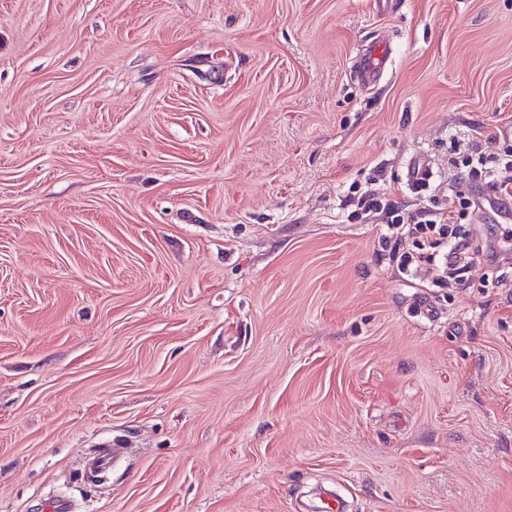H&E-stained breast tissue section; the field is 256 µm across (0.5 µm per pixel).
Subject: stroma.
I'll use <instances>...</instances> for the list:
<instances>
[{"label": "stroma", "instance_id": "35a3bbf8", "mask_svg": "<svg viewBox=\"0 0 512 512\" xmlns=\"http://www.w3.org/2000/svg\"><path fill=\"white\" fill-rule=\"evenodd\" d=\"M509 146L512 0H0V512H512V260L349 200ZM389 54L386 42H372L357 64L359 77L368 84H376L389 67ZM369 206L375 207L376 209L381 208V212H385L388 215L387 219L388 223L386 225L387 227V233H384L382 236V239L386 242L390 241V239L393 237V235L396 233L402 235V231L405 230L407 227V222L405 221V212L402 208L397 206L395 202H392L390 200H386L385 203L373 201V199L370 200V203H368ZM424 216V220L417 221L413 226L409 224L407 233L416 238V244L415 250L399 256L398 266L403 271L422 275L420 279H423L430 274L433 266H437L441 259H446L447 255L448 268L455 266L456 262L449 258L451 252L461 251L467 254L471 251L476 254L482 250V247L475 245L473 240L459 236L454 211H448V214L424 211Z\"/></svg>", "mask_w": 512, "mask_h": 512}]
</instances>
